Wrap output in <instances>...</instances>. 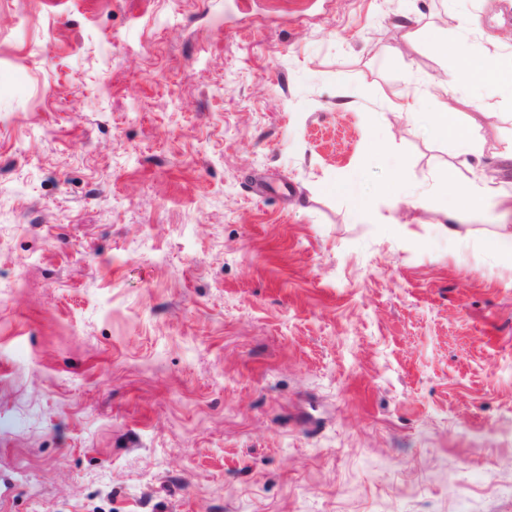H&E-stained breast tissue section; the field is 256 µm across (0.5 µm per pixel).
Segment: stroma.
Segmentation results:
<instances>
[{
	"label": "stroma",
	"mask_w": 512,
	"mask_h": 512,
	"mask_svg": "<svg viewBox=\"0 0 512 512\" xmlns=\"http://www.w3.org/2000/svg\"><path fill=\"white\" fill-rule=\"evenodd\" d=\"M434 37L512 0H0V512H512V88ZM449 53L456 54L458 68L454 79L457 82L468 83L475 77L486 81L508 83L512 85V65L503 69L498 65L489 64L484 58L474 55L469 48L460 44H452L445 47ZM434 124L440 135L448 138V135L457 142L466 143L469 140L471 124L460 125L455 120V113L437 112L434 116ZM494 189L481 178H474L462 185H454L450 195L455 199V207H470L480 203Z\"/></svg>",
	"instance_id": "stroma-1"
}]
</instances>
